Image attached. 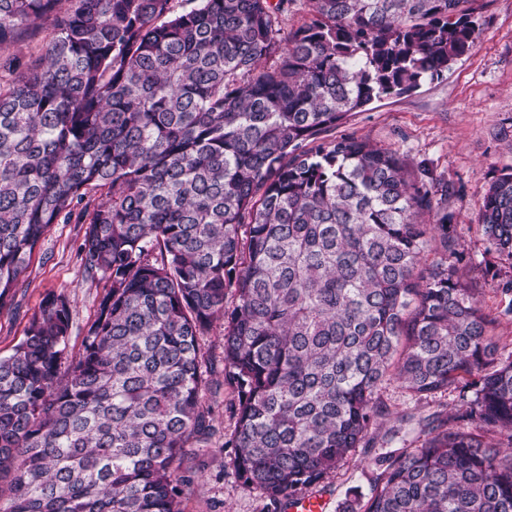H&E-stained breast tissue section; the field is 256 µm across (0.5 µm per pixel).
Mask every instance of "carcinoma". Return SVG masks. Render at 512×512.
Returning <instances> with one entry per match:
<instances>
[{
  "instance_id": "obj_1",
  "label": "carcinoma",
  "mask_w": 512,
  "mask_h": 512,
  "mask_svg": "<svg viewBox=\"0 0 512 512\" xmlns=\"http://www.w3.org/2000/svg\"><path fill=\"white\" fill-rule=\"evenodd\" d=\"M476 2L306 0L285 35L284 0H0V52L54 31L0 62V310L61 222L108 283L78 354L50 293L0 357V512H183L180 464L219 434L217 321L247 487L290 501L413 422L339 512H512V351L460 267L453 188L335 134L469 55ZM478 229L512 268V169ZM394 382L460 404L384 428ZM51 34L49 22L44 23L33 35L20 44L19 52L24 61L39 58L43 53ZM223 330L222 323L215 322L208 336H202L199 342L203 352L214 360L211 378L214 382L224 384V394H220L216 399H210L209 395L206 397L211 405L213 423L223 427L224 435L228 437L233 432L236 422L232 407L235 397L232 388L224 381Z\"/></svg>"
}]
</instances>
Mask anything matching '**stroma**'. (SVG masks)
<instances>
[{"label":"stroma","instance_id":"1","mask_svg":"<svg viewBox=\"0 0 512 512\" xmlns=\"http://www.w3.org/2000/svg\"><path fill=\"white\" fill-rule=\"evenodd\" d=\"M477 19L476 46L442 79L408 95L381 99L353 113L336 132L396 150L410 164L426 166L435 178L459 188L448 210L468 277L482 288L485 308L499 314L497 335L512 344V316L503 313L512 296L498 286L499 280L512 278V269L489 252L476 227L488 185L501 170L512 167V0H480ZM83 233L80 224L52 225L24 271L12 304L0 310L1 356L23 339L29 318L51 292L71 300L70 350L79 352L105 287L101 277L83 268ZM385 398L392 415L425 416L453 408L459 394L418 400L393 385ZM232 458V449L215 448L203 458L182 462V470L193 475L183 497L184 512H289L287 503H273L245 486ZM374 458V452L356 449L335 472L309 488V495L325 501L324 512H338L344 498L369 497Z\"/></svg>","mask_w":512,"mask_h":512}]
</instances>
